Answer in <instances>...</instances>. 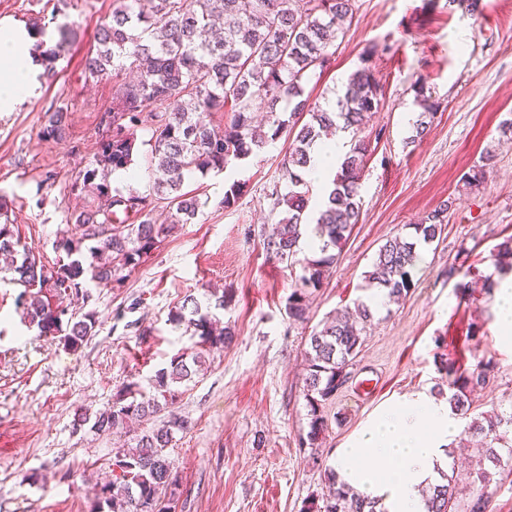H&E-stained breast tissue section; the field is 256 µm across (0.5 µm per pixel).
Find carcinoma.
<instances>
[{
    "instance_id": "cac0c4a2",
    "label": "carcinoma",
    "mask_w": 512,
    "mask_h": 512,
    "mask_svg": "<svg viewBox=\"0 0 512 512\" xmlns=\"http://www.w3.org/2000/svg\"><path fill=\"white\" fill-rule=\"evenodd\" d=\"M352 14V0H112L111 20L101 25L96 46L85 58V79L101 81L110 76L113 85L112 137L106 141L83 174V186L94 194H107L109 172L128 169L133 161L130 129L141 114L152 112L154 133L150 143L155 168L152 192L112 197V210L84 209L70 217L74 228L61 230L56 248L66 260L48 269L21 243L14 225L0 223V268L24 288L19 302L28 324L38 336L58 340L77 350L92 336L96 321L91 314L75 318L70 305L52 303L47 294L70 293L89 297L82 284L119 282L118 273L139 264L144 254L169 236L177 224H187L198 213L197 196L184 191L186 180L211 171L220 172L246 159L282 134L292 137L281 161L282 179L288 191L273 189L272 207L281 218L272 226L264 247L270 258L301 275L288 296V316L306 319V294L324 284L336 265L338 251L359 222L361 178L367 163L368 142L358 138L381 105V85L367 59L348 77L334 103L322 104L306 92L314 77L331 64L338 38L336 21ZM423 108L412 123L406 144L425 136L433 105L423 90L416 93ZM283 108H278L279 104ZM215 112L231 113L220 128L207 120ZM308 117L304 123L300 118ZM66 112L55 110L43 129L46 139L66 135ZM332 129L349 132L355 143L343 155L333 189L315 219L309 218V186L304 173L311 153L323 133ZM164 200L172 210L171 223L151 218L154 201ZM449 202L430 211L413 233L394 236L379 246L373 270L366 279L390 299H404L412 285V271L419 244L439 239L448 224ZM140 218L129 224V214ZM311 235L317 241V258H298L299 243ZM88 247L86 262L82 246ZM224 296L214 306H202L192 296L172 313L174 328H184L195 338L191 351L175 355L169 367L152 379L153 394L130 383L94 416L81 414L74 426L91 424L97 433L118 432L129 422L165 414L160 423L130 439L112 457L113 479L95 493L92 512H172L178 480L166 449L174 435L186 429V421L173 407L182 396L175 385H186L204 370L210 353L224 347L230 336L216 325L211 308H224ZM358 320L346 311L325 321L307 339L303 395L310 416L309 431L302 439L308 448L323 440L327 421L322 408L347 380L346 369L360 352L362 333L373 318L367 303H357ZM448 404L452 413L465 418L471 410V394L495 377V364L480 361L471 371L445 367ZM512 399L490 414L473 419L468 432L485 441L476 449L477 463L495 468L512 464ZM327 493L306 501L302 512H376L354 493L336 487L329 471ZM454 476H444L425 502L426 512H456L460 506Z\"/></svg>"
}]
</instances>
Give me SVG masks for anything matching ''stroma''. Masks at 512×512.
<instances>
[{
  "instance_id": "stroma-1",
  "label": "stroma",
  "mask_w": 512,
  "mask_h": 512,
  "mask_svg": "<svg viewBox=\"0 0 512 512\" xmlns=\"http://www.w3.org/2000/svg\"><path fill=\"white\" fill-rule=\"evenodd\" d=\"M111 12L112 0H0V20L40 26L50 44L60 28L75 32L39 93L0 112V205L49 268L60 228L97 202L82 175L112 133L102 120L112 83L86 81L83 59ZM365 56L383 96L364 129L360 218L325 286L308 295L305 322L288 316L294 273L264 248L278 219L270 194L290 144L284 137L222 173L190 179L200 201L193 222L178 225L120 285L88 284V299L72 308L97 324L78 351L38 338L24 321L21 286L0 273V512H90L95 479L120 440L75 428L76 415L104 408L129 383L149 390L156 371L193 343L171 326V312L189 295L206 302L215 288L228 299L219 317L234 336L176 406L188 428L167 451L179 481L174 512H301L324 490L336 448L388 401L441 387L442 365L495 363L471 416L512 398V346L496 333L494 291L484 285L496 273L497 245L512 236V139L499 130L512 113V0H354L314 97L335 99ZM421 88L438 109L411 146ZM59 107L67 135L45 139ZM153 128L149 120L134 128L131 176L111 182V192L147 194ZM486 155L484 182L465 186L464 174ZM235 182L242 191L225 205ZM446 200L450 222L425 246L409 295L374 309L346 384L324 408L322 445L302 447L305 338L327 316L370 301L364 275L379 246ZM465 283L474 291L459 294Z\"/></svg>"
}]
</instances>
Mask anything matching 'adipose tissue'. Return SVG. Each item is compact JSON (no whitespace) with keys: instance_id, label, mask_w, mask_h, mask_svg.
Returning <instances> with one entry per match:
<instances>
[{"instance_id":"adipose-tissue-1","label":"adipose tissue","mask_w":512,"mask_h":512,"mask_svg":"<svg viewBox=\"0 0 512 512\" xmlns=\"http://www.w3.org/2000/svg\"><path fill=\"white\" fill-rule=\"evenodd\" d=\"M40 39L0 25V111L33 93L44 68L33 50ZM459 429L447 397L419 392L393 400L337 448L334 471L339 482L385 512H425L421 491L439 483Z\"/></svg>"}]
</instances>
